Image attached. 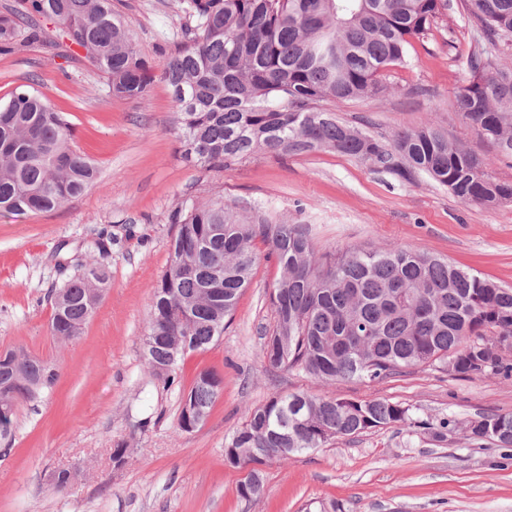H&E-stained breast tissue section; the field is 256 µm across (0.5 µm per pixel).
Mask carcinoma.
<instances>
[{
    "label": "carcinoma",
    "mask_w": 512,
    "mask_h": 512,
    "mask_svg": "<svg viewBox=\"0 0 512 512\" xmlns=\"http://www.w3.org/2000/svg\"><path fill=\"white\" fill-rule=\"evenodd\" d=\"M196 19L160 73L138 53L130 24L112 0H24L105 75L111 95L144 97L166 82L178 111L184 158L204 169L263 152L347 155L412 183L419 175L468 205L512 200L485 161L433 127L382 141L319 102L340 103L387 90L382 76L411 63L410 47L429 34L448 0H183ZM486 46L468 58L470 81L453 101L477 134L512 156V67L493 53L512 46V0H470ZM21 26L0 15V54L14 51ZM98 171L73 141L65 113L21 85L0 100V212L42 213L83 194ZM170 264L153 290L147 364L166 386L178 361L224 333L249 287L261 240L279 278L269 293L276 314L261 358L271 373L301 371L325 385L376 382L407 369H449L458 377H512V288L448 260L399 245L350 247L320 255L305 224L255 221L217 195L183 202L171 216ZM111 278L101 260L78 270L52 303L51 330L77 338ZM187 339V346L180 344ZM58 370L37 357L0 359V407L35 401ZM224 391V376L200 371L182 395L179 427L190 432ZM410 409L384 399L276 394L250 409L224 448L225 464L247 469L245 499L263 491L260 467L323 447L337 437L411 425ZM472 443L512 447V413L482 415L464 427Z\"/></svg>",
    "instance_id": "cac0c4a2"
}]
</instances>
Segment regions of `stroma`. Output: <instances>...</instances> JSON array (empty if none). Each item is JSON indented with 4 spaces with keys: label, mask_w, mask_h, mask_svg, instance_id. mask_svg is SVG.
<instances>
[{
    "label": "stroma",
    "mask_w": 512,
    "mask_h": 512,
    "mask_svg": "<svg viewBox=\"0 0 512 512\" xmlns=\"http://www.w3.org/2000/svg\"><path fill=\"white\" fill-rule=\"evenodd\" d=\"M141 57L155 68L182 45L194 21L182 0H118ZM0 55V98L27 84L71 122L75 144L95 161L98 180L45 213L0 212V350L20 348L51 361L56 387L17 404L10 437L0 439V512H512V448L480 447L464 425L512 413V379H463L431 367L382 381L325 387L297 371L269 373L260 351L276 316L269 293L279 276L267 245L255 242L253 283L210 349L188 354L181 384L166 388L143 356L151 293L170 263V217L185 200L221 194L244 214L309 225L317 251L395 244L448 258L512 287V201L460 203L419 177L398 181L339 154L258 153L225 168L186 163L175 131L177 108L155 82L142 99L108 98L104 75L84 50L46 28ZM481 41L468 0H448L443 22L416 41L410 68H392L385 94L335 105L337 117L387 140L431 126L486 160L490 176L512 183V157L477 135L451 102L465 85L466 60ZM112 237V278L81 336L51 332L52 294L66 277L61 259H99ZM223 375L224 392L205 423L178 426L182 395L197 372ZM383 398L408 407L418 426H387L341 437L263 468L264 490L238 493L243 470L224 462L226 439L249 409L278 393ZM449 423L446 441L430 428ZM125 447L122 467L112 450ZM72 479L57 488L54 475Z\"/></svg>",
    "instance_id": "35a3bbf8"
}]
</instances>
